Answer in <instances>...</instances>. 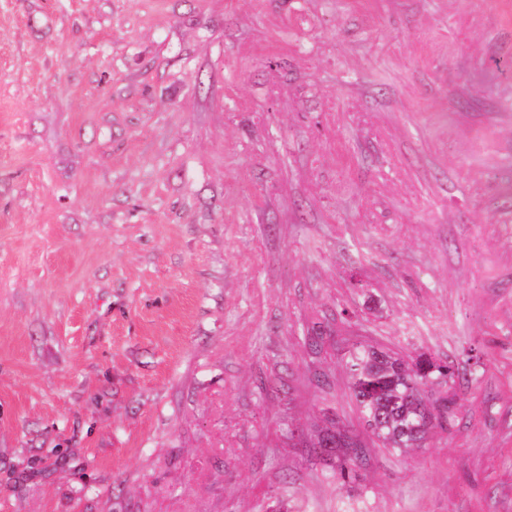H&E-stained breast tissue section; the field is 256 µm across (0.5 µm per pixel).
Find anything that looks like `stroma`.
I'll use <instances>...</instances> for the list:
<instances>
[{"label": "stroma", "instance_id": "35a3bbf8", "mask_svg": "<svg viewBox=\"0 0 512 512\" xmlns=\"http://www.w3.org/2000/svg\"><path fill=\"white\" fill-rule=\"evenodd\" d=\"M510 184L512 0H0V512H512ZM346 367L365 424L388 448L424 447L432 428L455 417L458 403L447 390L429 401L421 387L428 383L451 387L455 370L448 362L426 354L406 360L359 345L349 352ZM326 443V447L336 450V462L334 463L336 469H333V477L336 476L345 480L354 476L356 462L359 454L357 450V443L353 438L345 433L337 432L331 428L323 429L317 439V444L322 445Z\"/></svg>", "mask_w": 512, "mask_h": 512}]
</instances>
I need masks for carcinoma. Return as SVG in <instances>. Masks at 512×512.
<instances>
[{
	"label": "carcinoma",
	"instance_id": "1",
	"mask_svg": "<svg viewBox=\"0 0 512 512\" xmlns=\"http://www.w3.org/2000/svg\"><path fill=\"white\" fill-rule=\"evenodd\" d=\"M346 367L352 396L365 424L388 448H422L432 428L455 417V398L445 392L429 401L422 392L424 384L454 383L455 370L447 362L426 354L406 360L359 345L349 352ZM322 443L336 450L333 476L343 480L354 476L359 454L353 438L325 428L317 439V444Z\"/></svg>",
	"mask_w": 512,
	"mask_h": 512
}]
</instances>
